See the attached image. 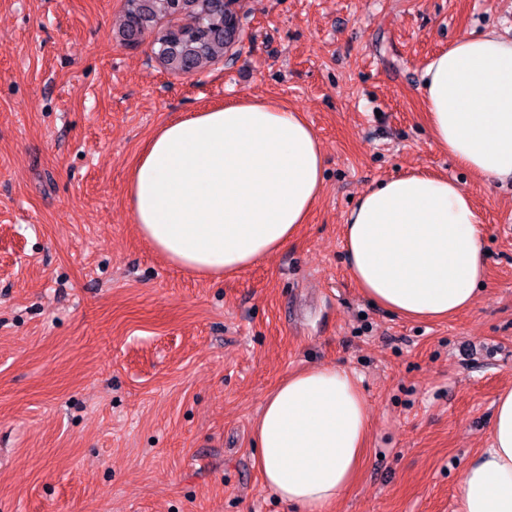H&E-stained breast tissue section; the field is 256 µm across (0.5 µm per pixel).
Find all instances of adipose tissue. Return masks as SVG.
Here are the masks:
<instances>
[{
	"instance_id": "adipose-tissue-1",
	"label": "adipose tissue",
	"mask_w": 512,
	"mask_h": 512,
	"mask_svg": "<svg viewBox=\"0 0 512 512\" xmlns=\"http://www.w3.org/2000/svg\"><path fill=\"white\" fill-rule=\"evenodd\" d=\"M435 145L488 179H512V41L464 34L423 70ZM321 140L302 113L260 98L161 126L128 182L140 233L175 267L220 279L295 238L323 188ZM363 295L400 316L469 309L486 276L483 227L455 180L418 171L367 189L344 225ZM370 419L351 370L293 372L255 423L262 485L298 512H328L351 485ZM490 446L460 474L458 512H512V389L500 393Z\"/></svg>"
}]
</instances>
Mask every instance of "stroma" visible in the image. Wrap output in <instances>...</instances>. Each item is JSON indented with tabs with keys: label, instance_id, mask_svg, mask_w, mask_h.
<instances>
[{
	"label": "stroma",
	"instance_id": "1",
	"mask_svg": "<svg viewBox=\"0 0 512 512\" xmlns=\"http://www.w3.org/2000/svg\"><path fill=\"white\" fill-rule=\"evenodd\" d=\"M124 0H0V512H293L262 487L255 422L288 374L352 370L370 432L329 512H456L512 388V181L434 144L431 58L512 0H239L233 57L166 72L123 44ZM255 97L303 112L325 155L308 224L235 276L139 235L133 163L169 120ZM453 178L478 211L473 306L406 319L353 282L343 224L369 187Z\"/></svg>",
	"mask_w": 512,
	"mask_h": 512
}]
</instances>
